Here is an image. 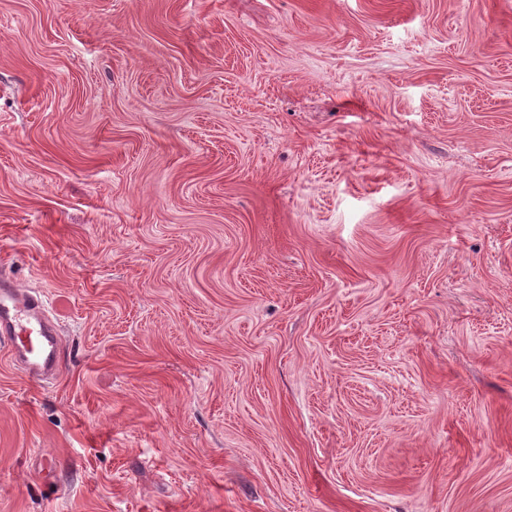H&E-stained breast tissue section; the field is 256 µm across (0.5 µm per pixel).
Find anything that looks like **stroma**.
<instances>
[{
	"mask_svg": "<svg viewBox=\"0 0 512 512\" xmlns=\"http://www.w3.org/2000/svg\"><path fill=\"white\" fill-rule=\"evenodd\" d=\"M0 512H512V0H0ZM0 342H6L12 363L29 378L45 381L57 376L61 338L40 295L0 284Z\"/></svg>",
	"mask_w": 512,
	"mask_h": 512,
	"instance_id": "obj_1",
	"label": "stroma"
}]
</instances>
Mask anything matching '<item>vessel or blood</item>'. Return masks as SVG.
<instances>
[{"instance_id":"b4317fda","label":"vessel or blood","mask_w":512,"mask_h":512,"mask_svg":"<svg viewBox=\"0 0 512 512\" xmlns=\"http://www.w3.org/2000/svg\"><path fill=\"white\" fill-rule=\"evenodd\" d=\"M0 342L8 345L12 362L29 378L57 376L62 343L41 296L0 284Z\"/></svg>"}]
</instances>
